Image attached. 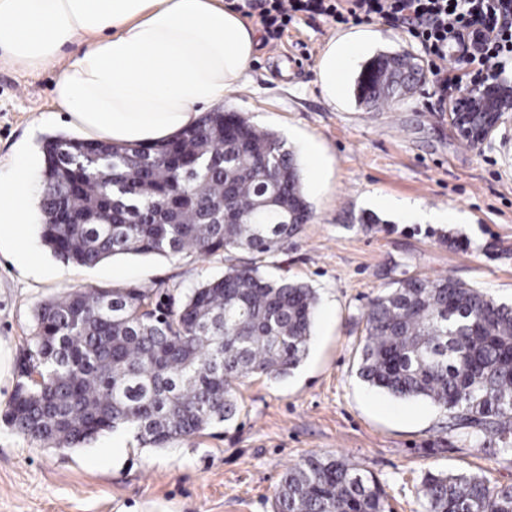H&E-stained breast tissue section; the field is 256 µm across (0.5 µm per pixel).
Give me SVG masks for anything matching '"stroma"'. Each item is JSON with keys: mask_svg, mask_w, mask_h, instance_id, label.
Masks as SVG:
<instances>
[{"mask_svg": "<svg viewBox=\"0 0 512 512\" xmlns=\"http://www.w3.org/2000/svg\"><path fill=\"white\" fill-rule=\"evenodd\" d=\"M362 33L350 65L358 72L379 52L423 53L407 30L384 21L338 25L301 17L281 40H261L252 80L221 110L245 114L276 132L302 170L312 217L285 250L263 257L277 277L318 292L308 351L288 376L240 380L239 414L164 448H142L115 433L81 448H43L4 420L19 381L22 351L33 343L38 306L68 291L137 285L181 303L197 282L223 275V253L177 258L119 255L84 268L56 258L31 225L25 246L42 263L25 275L0 258V512H270L285 471L309 454H335L371 473L391 512H422L425 472L478 474L512 485V452L450 428L446 411L402 400L358 374L369 303L411 277H450L512 303V117L475 146L459 139L448 114L453 91L426 81L404 100L373 110L356 103L352 83L327 96L319 61L338 39ZM63 67L37 72L0 60V169L16 150L40 149L48 135L52 88ZM325 159L316 178L314 156ZM455 213L429 224L392 209L395 201ZM377 223H366L367 215Z\"/></svg>", "mask_w": 512, "mask_h": 512, "instance_id": "obj_1", "label": "stroma"}]
</instances>
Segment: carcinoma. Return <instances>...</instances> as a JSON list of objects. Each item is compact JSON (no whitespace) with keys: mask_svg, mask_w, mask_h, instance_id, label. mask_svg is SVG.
Here are the masks:
<instances>
[{"mask_svg":"<svg viewBox=\"0 0 512 512\" xmlns=\"http://www.w3.org/2000/svg\"><path fill=\"white\" fill-rule=\"evenodd\" d=\"M421 78L410 54L378 53L361 67L355 98L377 110ZM172 141L195 165H166L167 141L54 136L43 146L42 237L63 261L94 267L117 255L221 250L227 261L222 276L195 284L177 307L130 286L69 291L36 309L7 419L44 447L78 448L123 430L144 448H164L234 418L240 379L284 376L307 352L316 290L271 278L256 260L284 248L311 217L295 153L235 112H208ZM177 182L190 196L170 205ZM226 188L234 214L223 222L207 203ZM238 250L253 257L232 256ZM358 374L393 396L433 401L453 425L512 452V306L488 293L413 277L375 297ZM418 495L423 512H512V486L477 474L428 471ZM272 509L387 512V501L362 469L310 454L283 475Z\"/></svg>","mask_w":512,"mask_h":512,"instance_id":"obj_1","label":"carcinoma"}]
</instances>
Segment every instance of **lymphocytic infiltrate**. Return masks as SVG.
<instances>
[{
  "label": "lymphocytic infiltrate",
  "instance_id": "obj_1",
  "mask_svg": "<svg viewBox=\"0 0 512 512\" xmlns=\"http://www.w3.org/2000/svg\"><path fill=\"white\" fill-rule=\"evenodd\" d=\"M301 14L338 24L401 23L446 85L463 80L449 64L450 54L478 75L512 60V0H266L257 17L277 39Z\"/></svg>",
  "mask_w": 512,
  "mask_h": 512
}]
</instances>
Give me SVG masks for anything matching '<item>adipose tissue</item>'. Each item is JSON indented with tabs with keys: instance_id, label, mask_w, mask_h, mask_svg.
Returning a JSON list of instances; mask_svg holds the SVG:
<instances>
[{
	"instance_id": "adipose-tissue-1",
	"label": "adipose tissue",
	"mask_w": 512,
	"mask_h": 512,
	"mask_svg": "<svg viewBox=\"0 0 512 512\" xmlns=\"http://www.w3.org/2000/svg\"><path fill=\"white\" fill-rule=\"evenodd\" d=\"M82 41L53 86V101L82 138L156 144L193 125L206 107L246 85L256 29L222 0H0V54L29 71ZM359 51L353 39L320 61L322 86L335 94ZM37 165L17 157L0 173V252L21 265L19 214L29 212Z\"/></svg>"
}]
</instances>
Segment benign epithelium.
Returning <instances> with one entry per match:
<instances>
[{"label":"benign epithelium","instance_id":"1","mask_svg":"<svg viewBox=\"0 0 512 512\" xmlns=\"http://www.w3.org/2000/svg\"><path fill=\"white\" fill-rule=\"evenodd\" d=\"M512 112V81L479 78L459 90L450 112L459 136L467 143L485 142Z\"/></svg>","mask_w":512,"mask_h":512}]
</instances>
